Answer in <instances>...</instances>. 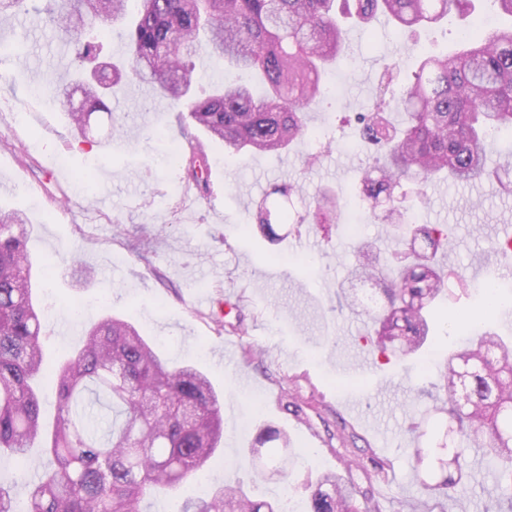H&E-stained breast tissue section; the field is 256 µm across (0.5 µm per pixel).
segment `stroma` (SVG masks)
I'll return each instance as SVG.
<instances>
[{"instance_id":"1","label":"stroma","mask_w":512,"mask_h":512,"mask_svg":"<svg viewBox=\"0 0 512 512\" xmlns=\"http://www.w3.org/2000/svg\"><path fill=\"white\" fill-rule=\"evenodd\" d=\"M0 17V212L23 215L31 248L40 259L78 254L93 281L61 274L40 277L37 298L45 311L42 348L47 363L60 361L82 339L84 326L117 314L137 326L171 364L205 371L223 396L224 445L205 476L210 487L239 484L263 499L290 496L307 507L306 485L340 461L383 462L373 482L382 512H484L499 490L480 452L471 471L441 501L424 495L407 452L413 428L425 448L448 426L434 412L444 394L436 387L448 354L486 329L512 336V303L494 318L483 314L478 285L512 265V253L493 252L504 225H512V194L497 179L457 184L429 180L413 213L418 223L447 230L444 264L465 284L449 280L427 345L407 358L387 356L374 344L372 316L344 296L363 292L349 270L359 246L375 242L383 265L398 246L383 223L353 192L373 151L356 138L354 113L390 105L415 69L413 45L453 50L466 22L452 17L432 27L397 31L384 16L350 26L347 56L327 81L342 79L340 95H327L306 116L308 134L280 154L247 153L225 159L207 142L208 195L188 187L184 162L162 163L169 144L184 145L178 112L145 88L111 112H95L86 138L72 130L57 89L69 80L58 69L64 42L43 14V0ZM125 125L111 136V116ZM294 185L291 220L276 225L277 240L255 226L253 203L274 188ZM343 193L340 223L308 226L297 217L323 189ZM263 359L250 360L248 348ZM297 400L302 416L288 412ZM356 437L341 444L338 422ZM287 430L293 463L282 482L261 479L249 448L260 424ZM20 465L0 457V484L25 498L26 480L49 466L43 449Z\"/></svg>"}]
</instances>
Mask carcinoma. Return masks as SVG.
<instances>
[{"label": "carcinoma", "mask_w": 512, "mask_h": 512, "mask_svg": "<svg viewBox=\"0 0 512 512\" xmlns=\"http://www.w3.org/2000/svg\"><path fill=\"white\" fill-rule=\"evenodd\" d=\"M127 3L46 0L50 23L89 76L80 91L93 108L107 111L106 101L126 82L150 84L228 156L284 152L306 135L305 109L321 96L323 74L346 56V24L366 26L383 14L398 28L413 30L472 6V0H140L126 28L124 53L101 60L102 43L92 31L97 24L105 33L124 24ZM462 41V52L422 53L396 99L402 123L379 111L357 116L360 136L379 151L360 194L372 209L385 208V218L399 230L411 223L407 194L394 196L402 181L417 177L423 184L444 171L461 184L496 176L488 166L491 137L512 134V26L491 31L476 21ZM202 49L250 70L263 93L256 95L246 82L223 81L198 95L194 57ZM182 136L188 180L208 193L206 153L186 125ZM329 210L340 217V198L324 192L298 223L322 224ZM257 226L277 237L265 201ZM29 243L20 214L0 215V455L23 458L41 443L52 462L22 506L0 484V512H143L147 494L173 489L214 461L224 424L219 394L203 372L169 365L132 324L110 314L85 331L70 358L47 365L40 311L31 298ZM403 244L412 260L396 275L386 274L373 251L363 248L351 278L378 285L365 311L374 313L380 350L409 357L426 342L448 280L468 283L437 263V252L448 246L438 227L414 226ZM41 378L56 385L50 430L41 417ZM440 389V411L456 424L453 472L437 482L421 480V491L450 496L470 474L469 449L480 448L495 465L501 502L512 512V342L484 332L475 347L448 358ZM270 442L291 445L286 431L265 425L252 451ZM410 454L415 468L428 471L441 451L418 446ZM288 464L274 447L264 468L285 479ZM352 472L347 460L343 471L308 484V512H381ZM178 512H286V503L254 499L225 484L183 501Z\"/></svg>", "instance_id": "cac0c4a2"}]
</instances>
